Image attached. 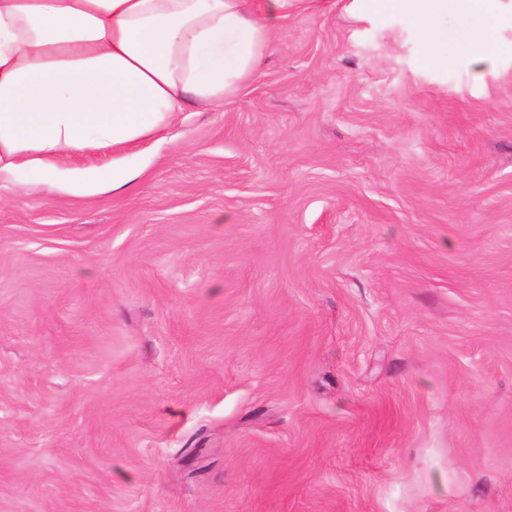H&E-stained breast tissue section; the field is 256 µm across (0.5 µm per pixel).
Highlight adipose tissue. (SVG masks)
<instances>
[{"instance_id": "adipose-tissue-1", "label": "adipose tissue", "mask_w": 512, "mask_h": 512, "mask_svg": "<svg viewBox=\"0 0 512 512\" xmlns=\"http://www.w3.org/2000/svg\"><path fill=\"white\" fill-rule=\"evenodd\" d=\"M299 0H0V179L29 192L104 183L120 166L64 181L55 161L111 156L163 136L187 109L223 106L257 77L270 37ZM497 0H371L405 9L425 45L481 38ZM454 13V29L438 24Z\"/></svg>"}]
</instances>
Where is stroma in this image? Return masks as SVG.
Here are the masks:
<instances>
[{
    "label": "stroma",
    "instance_id": "35a3bbf8",
    "mask_svg": "<svg viewBox=\"0 0 512 512\" xmlns=\"http://www.w3.org/2000/svg\"><path fill=\"white\" fill-rule=\"evenodd\" d=\"M309 0L258 78L0 184V512H512V25Z\"/></svg>",
    "mask_w": 512,
    "mask_h": 512
}]
</instances>
